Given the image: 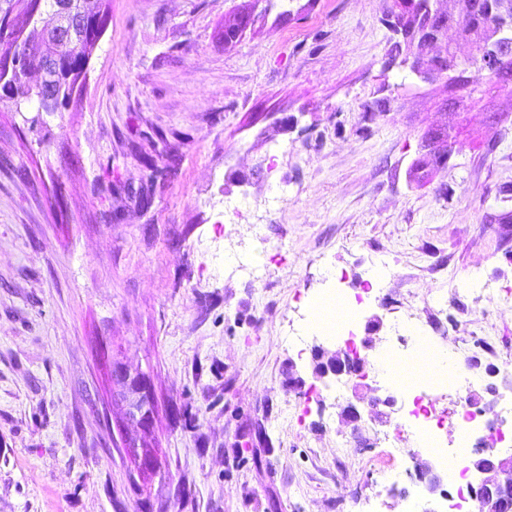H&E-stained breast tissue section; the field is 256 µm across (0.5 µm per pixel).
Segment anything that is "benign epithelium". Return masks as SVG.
<instances>
[{
    "instance_id": "7a95c632",
    "label": "benign epithelium",
    "mask_w": 512,
    "mask_h": 512,
    "mask_svg": "<svg viewBox=\"0 0 512 512\" xmlns=\"http://www.w3.org/2000/svg\"><path fill=\"white\" fill-rule=\"evenodd\" d=\"M87 0H62L52 14L56 24L50 28L33 30L27 35L19 34L14 40L12 54L6 66L0 67V85H12L20 78L25 68L23 59L39 55L38 65L41 80L28 86L25 102L34 101L40 108H52L62 99L72 96L86 78L87 67L68 70L60 68L54 49L61 39L78 38V24L89 14ZM498 21H491L492 16ZM454 28L473 44L475 55L462 60L453 52L445 56L425 59L418 51L413 56L412 69L428 78H439L448 73L444 61L454 58V70L477 67L486 78L500 75L498 61L502 54L512 49V0H488L485 12L472 15L443 13L428 8V16L407 12L403 25L396 28L398 40L413 39L428 47L438 43L448 29ZM363 351L349 353L345 350L331 352L317 346L311 353V369L314 378L336 380L344 376L366 377L367 352L375 345L368 337L362 340ZM118 390L125 403L126 421L140 431L148 429L152 422V398L145 379L122 366L115 367ZM466 460L479 480L472 491V512H512V456L502 457L490 448H477Z\"/></svg>"
}]
</instances>
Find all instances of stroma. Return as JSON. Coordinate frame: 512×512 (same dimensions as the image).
Listing matches in <instances>:
<instances>
[{
  "label": "stroma",
  "instance_id": "35a3bbf8",
  "mask_svg": "<svg viewBox=\"0 0 512 512\" xmlns=\"http://www.w3.org/2000/svg\"><path fill=\"white\" fill-rule=\"evenodd\" d=\"M106 3L67 106L0 100V512H401L435 460L383 440L406 384L374 362L363 391L315 381L292 332L336 272L348 292L385 261L355 324L381 318L377 350L409 311L453 360L486 336L512 363V77L416 75L391 53L394 0ZM434 137L448 162L423 179ZM146 156L172 177L150 183ZM117 362L154 395L149 475Z\"/></svg>",
  "mask_w": 512,
  "mask_h": 512
}]
</instances>
